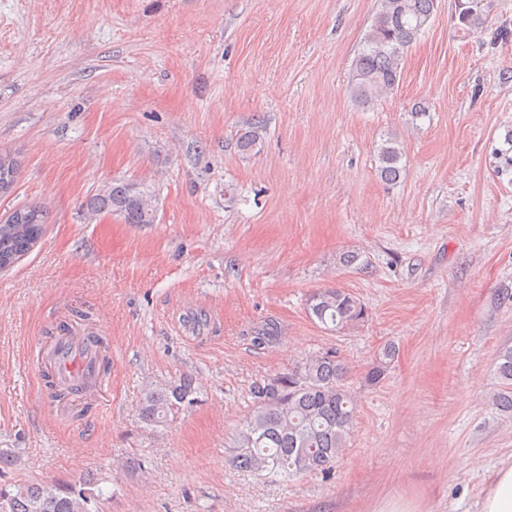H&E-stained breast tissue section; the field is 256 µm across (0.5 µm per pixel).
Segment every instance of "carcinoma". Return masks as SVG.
<instances>
[{"instance_id":"cac0c4a2","label":"carcinoma","mask_w":512,"mask_h":512,"mask_svg":"<svg viewBox=\"0 0 512 512\" xmlns=\"http://www.w3.org/2000/svg\"><path fill=\"white\" fill-rule=\"evenodd\" d=\"M436 0H380V8L357 56L353 60L350 88L354 98L368 104L398 85L401 61L432 18ZM457 19L468 29L487 20L485 0H460ZM257 120L241 137L247 151L264 132ZM402 152L394 139L378 151V171L393 184L401 177ZM19 164L10 153H0V195L11 192ZM152 195L138 184L113 183L90 199V209L121 217L127 224H153L156 209ZM47 209L35 203L17 208L0 219V270H8L29 254L45 231ZM310 318L325 328L341 332L364 318V307L351 294L329 288L307 300ZM281 333L279 323L266 319L250 331L254 345L268 347ZM397 356L395 344L385 345L365 374L370 385L380 383ZM496 372L503 389L492 404L512 413V349L498 356ZM347 366L335 351L305 359L288 373L261 378L251 385V405L237 429L230 461L234 466L267 478H290L314 473L328 476L346 447L353 429L356 401L346 386ZM193 379L151 381L142 389L140 419L147 425L166 422L195 402ZM94 482L77 486L21 483L0 489V512H93Z\"/></svg>"}]
</instances>
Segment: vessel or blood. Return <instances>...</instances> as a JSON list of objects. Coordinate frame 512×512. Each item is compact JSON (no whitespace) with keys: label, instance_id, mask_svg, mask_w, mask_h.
Listing matches in <instances>:
<instances>
[{"label":"vessel or blood","instance_id":"vessel-or-blood-1","mask_svg":"<svg viewBox=\"0 0 512 512\" xmlns=\"http://www.w3.org/2000/svg\"><path fill=\"white\" fill-rule=\"evenodd\" d=\"M41 370L48 372L58 385L81 388L99 378L95 344L84 336L60 332L38 352Z\"/></svg>","mask_w":512,"mask_h":512}]
</instances>
